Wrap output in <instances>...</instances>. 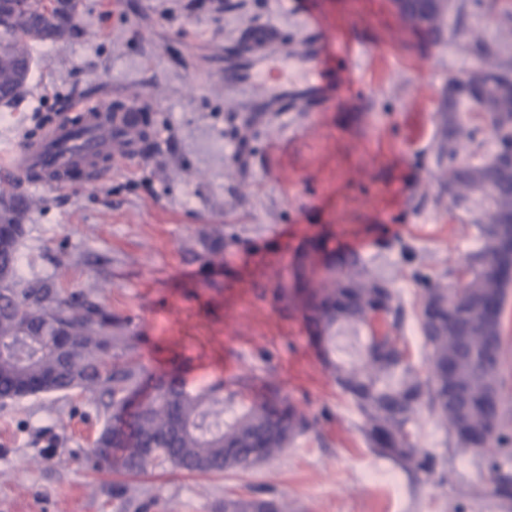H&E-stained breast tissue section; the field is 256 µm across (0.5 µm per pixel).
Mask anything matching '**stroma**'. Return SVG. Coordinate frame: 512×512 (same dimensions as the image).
Masks as SVG:
<instances>
[{
	"label": "stroma",
	"instance_id": "stroma-1",
	"mask_svg": "<svg viewBox=\"0 0 512 512\" xmlns=\"http://www.w3.org/2000/svg\"><path fill=\"white\" fill-rule=\"evenodd\" d=\"M308 8L352 40L345 70L299 61ZM259 26L287 43L289 80L345 77L354 94L323 112L264 113L241 140L251 109L224 83V54ZM76 27L70 40L30 44L25 92L0 104V189L36 113L91 97L151 112L152 124L111 174L29 189L21 277L50 276L69 292L95 287L129 318L149 371L190 354L188 388L223 379L229 359L279 385L288 318L254 296L288 279L290 255L307 240L328 236L340 256L368 237L360 255L390 280L405 309L400 344L426 373L420 281L456 286L452 270L477 244L475 226L450 219L441 192L438 111L449 80L482 67V48L512 59V22L484 0L446 12L438 34L412 28L393 0H77ZM280 167L287 179L276 178ZM157 306L171 318L161 333L148 323ZM232 336L241 344L229 345ZM291 400L318 423L278 457L248 471L164 464L138 477L91 469L104 417L86 397L0 402V512H219L225 497L251 495L288 499L295 512H512V497L480 494L488 451L455 454L429 409L408 430L438 464L409 475L370 451L338 386Z\"/></svg>",
	"mask_w": 512,
	"mask_h": 512
}]
</instances>
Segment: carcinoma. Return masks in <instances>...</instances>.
I'll return each instance as SVG.
<instances>
[{"instance_id":"carcinoma-1","label":"carcinoma","mask_w":512,"mask_h":512,"mask_svg":"<svg viewBox=\"0 0 512 512\" xmlns=\"http://www.w3.org/2000/svg\"><path fill=\"white\" fill-rule=\"evenodd\" d=\"M0 17V101L20 97L33 57L28 43L63 40L74 33L75 0L49 13L43 0H9ZM408 22L429 19L441 30L442 7L434 0H408ZM476 98L483 111L465 117L461 98ZM512 61L481 69L472 78L448 81L440 107L437 163L443 167L448 213L461 211L476 225L480 245L458 270L461 287L446 288L421 280L419 329L428 348L429 374L421 379L397 347L404 320L390 282L360 265L354 255L326 267L322 288L304 303L305 318L324 344L333 331L369 329L360 360L333 365L336 383L362 418L360 430L375 454L411 473H430L436 455L411 441L408 425L427 406L460 452L491 445V478L486 494L512 496V436L501 400L502 316L507 291L508 257L500 256L501 231L512 226V165L491 162L478 134L487 131L496 147L512 144ZM119 148L146 139L133 121L116 132ZM469 160L460 162L462 152ZM28 198L0 191V401L35 393L90 396L105 424L94 442V467L138 475L169 464L189 473L245 471L275 458L316 421L298 411L274 387L238 411L234 393L218 381L198 391L176 373H162L144 388L146 369L136 361L138 339L127 317L114 314L93 287L69 294L51 277L23 280L17 272ZM307 268L292 267V284L278 287L288 303L291 290L304 287ZM385 314L389 329H371L369 317ZM463 389L461 400L448 397V384ZM224 512H292L288 502L256 496L224 498Z\"/></svg>"}]
</instances>
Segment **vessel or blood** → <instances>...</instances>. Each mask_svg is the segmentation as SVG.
Instances as JSON below:
<instances>
[{
    "instance_id": "vessel-or-blood-1",
    "label": "vessel or blood",
    "mask_w": 512,
    "mask_h": 512,
    "mask_svg": "<svg viewBox=\"0 0 512 512\" xmlns=\"http://www.w3.org/2000/svg\"><path fill=\"white\" fill-rule=\"evenodd\" d=\"M273 41L271 30L266 29L258 37L255 47H238V54L253 58L255 65L246 70L225 66V83L256 90L254 104L259 111H278L293 102L316 112L323 110L334 99V88L318 80L288 82L284 63L268 51ZM335 52L323 18L309 14L305 58L331 56ZM69 109L79 113L80 122L64 119L51 127L41 140L21 141L8 162L16 176L23 177L36 170L41 174L43 186L61 188L67 186L72 168L91 164L100 155L111 154L112 141L105 133L115 126L117 118L105 103L77 98L70 103ZM288 344L289 392L314 393L324 384L323 364L305 342L303 323L289 324Z\"/></svg>"
}]
</instances>
